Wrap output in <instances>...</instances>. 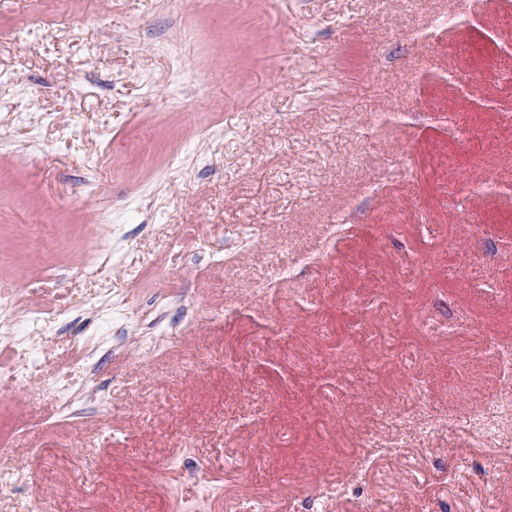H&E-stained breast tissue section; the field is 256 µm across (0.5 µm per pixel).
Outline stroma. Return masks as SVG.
<instances>
[{"label":"stroma","mask_w":512,"mask_h":512,"mask_svg":"<svg viewBox=\"0 0 512 512\" xmlns=\"http://www.w3.org/2000/svg\"><path fill=\"white\" fill-rule=\"evenodd\" d=\"M508 47L493 0H0V512H504Z\"/></svg>","instance_id":"obj_1"}]
</instances>
